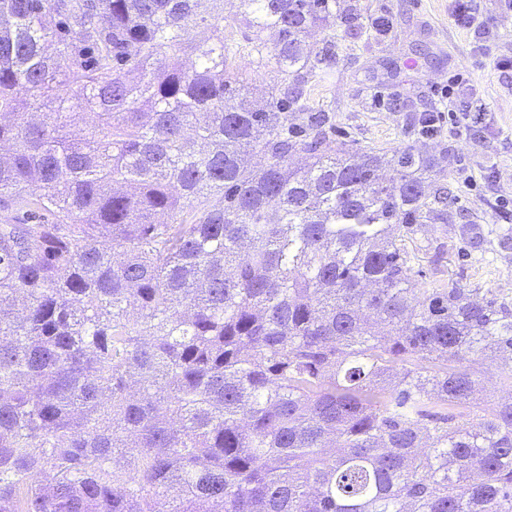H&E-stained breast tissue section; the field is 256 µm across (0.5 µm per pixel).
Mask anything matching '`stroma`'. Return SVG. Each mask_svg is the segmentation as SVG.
Returning <instances> with one entry per match:
<instances>
[{
    "instance_id": "stroma-1",
    "label": "stroma",
    "mask_w": 512,
    "mask_h": 512,
    "mask_svg": "<svg viewBox=\"0 0 512 512\" xmlns=\"http://www.w3.org/2000/svg\"><path fill=\"white\" fill-rule=\"evenodd\" d=\"M358 16L353 34L314 28L308 41L331 47L329 82L311 86L313 103L336 110L333 140L349 152L392 153L410 147L435 165L432 186L450 188L442 219L423 229L409 249L419 287H457L512 303V10L483 0L482 34L451 19L450 0H343ZM387 22L377 32L374 20ZM249 31L238 10L224 14V40L236 51L241 95L267 96L272 84L254 74ZM466 83L453 99L442 92L451 75ZM436 111L426 132L423 113ZM469 114L456 134L450 113Z\"/></svg>"
}]
</instances>
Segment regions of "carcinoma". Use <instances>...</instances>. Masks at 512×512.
Returning <instances> with one entry per match:
<instances>
[{"mask_svg": "<svg viewBox=\"0 0 512 512\" xmlns=\"http://www.w3.org/2000/svg\"><path fill=\"white\" fill-rule=\"evenodd\" d=\"M235 1L275 63L259 104ZM338 18L0 0V208L30 219L0 217V512H512V372L457 412L512 356V309L417 287L432 162L348 157L312 112L330 48L305 35ZM234 8L224 13V40L236 50L234 59L240 72L241 97L246 100L261 99L271 92L272 83L267 77L254 76V56L251 43L247 40L250 32L246 28L241 11ZM512 363L509 359H497L495 357L489 358L484 362V369L486 371V377L489 378V382L487 385L486 392L482 396V400H478L480 403H484L487 400H491L494 398V395L496 397L497 393H493V390L491 389L492 385L499 380V377L504 374L505 372H508L510 369V366Z\"/></svg>", "mask_w": 512, "mask_h": 512, "instance_id": "carcinoma-1", "label": "carcinoma"}]
</instances>
